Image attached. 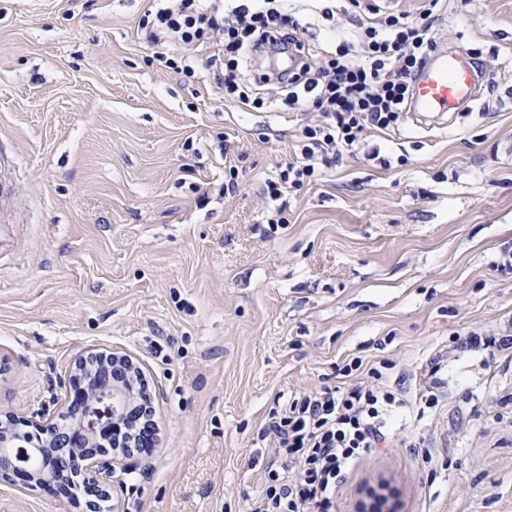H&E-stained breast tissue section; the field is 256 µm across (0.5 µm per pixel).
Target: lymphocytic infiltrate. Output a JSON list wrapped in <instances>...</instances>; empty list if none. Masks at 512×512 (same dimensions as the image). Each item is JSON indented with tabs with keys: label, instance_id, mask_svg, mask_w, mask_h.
Returning a JSON list of instances; mask_svg holds the SVG:
<instances>
[{
	"label": "lymphocytic infiltrate",
	"instance_id": "lymphocytic-infiltrate-1",
	"mask_svg": "<svg viewBox=\"0 0 512 512\" xmlns=\"http://www.w3.org/2000/svg\"><path fill=\"white\" fill-rule=\"evenodd\" d=\"M140 27L160 60L170 69L189 72L186 49L224 36V50L208 59L218 88L226 97L253 109L267 106L245 80L254 50L267 43L305 48L298 39L300 22L283 0H147ZM359 43L342 41L325 64L303 57L296 70L281 78L282 105L293 112L320 110L324 121L306 126L295 158L278 181L269 183L271 197L314 178L315 160L332 164L342 152L355 149L366 129L397 126L407 111L412 84L436 46L433 22L409 19L370 7ZM366 370L368 381L351 388L323 387L290 399L271 412L263 437L272 439L276 458L267 465L266 512H333L336 495L348 472L373 448L388 441L400 410L409 400L386 382L383 372L364 369L353 360L346 372ZM134 436L138 450L152 448L158 428L140 407L104 428V444Z\"/></svg>",
	"mask_w": 512,
	"mask_h": 512
}]
</instances>
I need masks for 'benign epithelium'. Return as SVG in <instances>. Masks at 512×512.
<instances>
[{
  "label": "benign epithelium",
  "mask_w": 512,
  "mask_h": 512,
  "mask_svg": "<svg viewBox=\"0 0 512 512\" xmlns=\"http://www.w3.org/2000/svg\"><path fill=\"white\" fill-rule=\"evenodd\" d=\"M133 364L126 356L114 352L108 354L89 353L81 358L77 371L83 373L86 382V397L79 409L64 401L65 414L80 415L78 428L70 431L53 422V416L44 411L32 422L33 433L19 435L9 432L0 422V476L16 473L27 474L36 484L54 483L55 469L62 465L63 458L54 452L43 456V448H67L81 459L76 476L87 492L95 493V499L86 500V512H101L100 502L112 500L117 470H126L127 460L135 456L133 441L128 440L107 449L98 444V433L102 427L125 417L133 395L140 390L139 376L127 371L129 383L114 384L100 380L102 369L124 367Z\"/></svg>",
  "instance_id": "7a95c632"
}]
</instances>
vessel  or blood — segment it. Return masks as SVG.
Masks as SVG:
<instances>
[{
	"label": "vessel or blood",
	"mask_w": 512,
	"mask_h": 512,
	"mask_svg": "<svg viewBox=\"0 0 512 512\" xmlns=\"http://www.w3.org/2000/svg\"><path fill=\"white\" fill-rule=\"evenodd\" d=\"M479 71L461 51L434 56L414 87L413 109L417 112H454L476 100Z\"/></svg>",
	"instance_id": "1"
}]
</instances>
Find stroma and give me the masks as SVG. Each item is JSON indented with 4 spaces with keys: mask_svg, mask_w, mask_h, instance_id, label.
<instances>
[{
    "mask_svg": "<svg viewBox=\"0 0 512 512\" xmlns=\"http://www.w3.org/2000/svg\"><path fill=\"white\" fill-rule=\"evenodd\" d=\"M483 69L448 124L405 115L317 180L270 199L318 112L225 100L207 64L154 61L143 0H0V421L59 412L86 351L129 355L159 442L119 472L123 512H251L277 402L349 387L353 358L448 397L348 475L335 512H512V359L456 337L512 335V0H382ZM360 14L306 12L313 56ZM236 191L226 192L227 183ZM283 223H275V215ZM425 439L427 465L409 448ZM55 485L0 480V512H81Z\"/></svg>",
    "mask_w": 512,
    "mask_h": 512,
    "instance_id": "35a3bbf8",
    "label": "stroma"
}]
</instances>
